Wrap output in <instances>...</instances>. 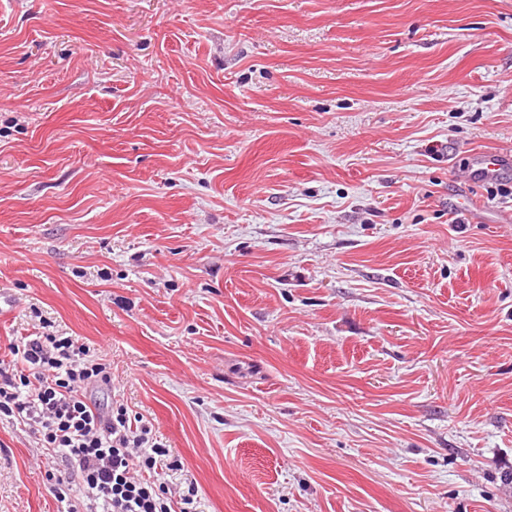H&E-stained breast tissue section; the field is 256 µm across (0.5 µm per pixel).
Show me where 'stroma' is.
Segmentation results:
<instances>
[{"mask_svg": "<svg viewBox=\"0 0 512 512\" xmlns=\"http://www.w3.org/2000/svg\"><path fill=\"white\" fill-rule=\"evenodd\" d=\"M512 0H0V346L112 365L196 512H512ZM0 423V512H58ZM510 160L512 163V152L477 156L472 158L468 172L474 180H493L499 176L501 168L506 166Z\"/></svg>", "mask_w": 512, "mask_h": 512, "instance_id": "1", "label": "stroma"}]
</instances>
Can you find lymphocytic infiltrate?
<instances>
[{
	"label": "lymphocytic infiltrate",
	"instance_id": "lymphocytic-infiltrate-1",
	"mask_svg": "<svg viewBox=\"0 0 512 512\" xmlns=\"http://www.w3.org/2000/svg\"><path fill=\"white\" fill-rule=\"evenodd\" d=\"M0 368V418L29 426L42 447L59 450L69 475L53 485L63 512H195V482L169 496L156 478L168 451L143 416L124 405L101 411L87 392L112 382L96 348L56 331L18 336Z\"/></svg>",
	"mask_w": 512,
	"mask_h": 512
}]
</instances>
